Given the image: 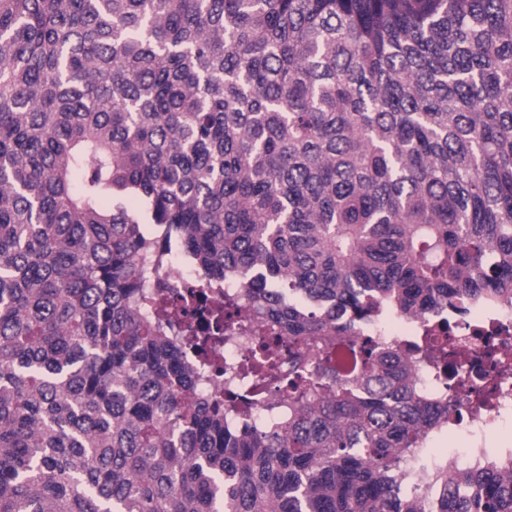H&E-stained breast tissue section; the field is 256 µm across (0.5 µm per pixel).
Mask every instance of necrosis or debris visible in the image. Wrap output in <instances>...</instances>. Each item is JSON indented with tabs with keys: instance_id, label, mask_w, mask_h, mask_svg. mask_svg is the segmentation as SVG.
I'll return each mask as SVG.
<instances>
[{
	"instance_id": "obj_1",
	"label": "necrosis or debris",
	"mask_w": 512,
	"mask_h": 512,
	"mask_svg": "<svg viewBox=\"0 0 512 512\" xmlns=\"http://www.w3.org/2000/svg\"><path fill=\"white\" fill-rule=\"evenodd\" d=\"M151 308L164 309L166 322L177 335L193 333L208 337L206 353L188 349L187 357L199 373V392L206 396H243L255 401L254 418L270 420L280 404L276 391L278 372L256 382L243 368L256 357L257 327L261 308L244 283L230 280L219 287L203 284L185 257L178 252L163 255L152 269L147 288ZM235 305L242 314L232 329L210 338L215 322L223 320L227 305ZM448 327L447 364H433L425 343L419 342L421 330ZM374 335L397 346L404 357L417 365L419 393L426 398L447 394L457 382L479 391L488 382L491 369L489 351L512 354V299L490 305L445 308L416 318L393 317L372 324ZM512 420V376L502 378L486 411H473L466 399H459L448 416V427L464 434L469 444L465 454L444 453L440 465L458 473L478 467L496 454L489 438L497 426Z\"/></svg>"
}]
</instances>
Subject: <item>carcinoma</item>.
<instances>
[{
	"mask_svg": "<svg viewBox=\"0 0 512 512\" xmlns=\"http://www.w3.org/2000/svg\"><path fill=\"white\" fill-rule=\"evenodd\" d=\"M167 245L292 342L273 427L145 305ZM509 295L512 0H0V512H512L502 460L402 493L448 402L364 335Z\"/></svg>",
	"mask_w": 512,
	"mask_h": 512,
	"instance_id": "1",
	"label": "carcinoma"
}]
</instances>
